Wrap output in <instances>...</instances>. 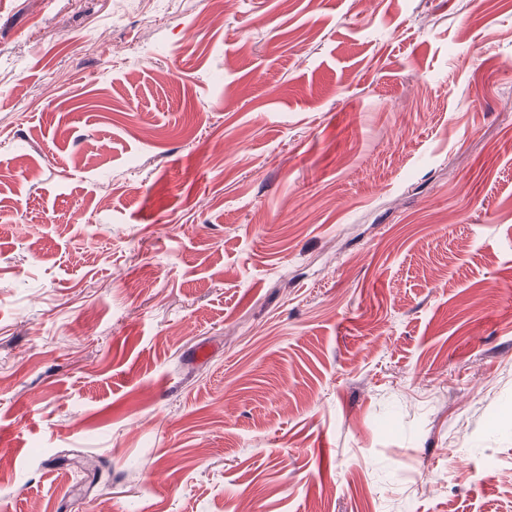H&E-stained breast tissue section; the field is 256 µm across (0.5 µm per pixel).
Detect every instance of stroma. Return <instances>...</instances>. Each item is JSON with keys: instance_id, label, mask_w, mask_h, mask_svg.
Here are the masks:
<instances>
[{"instance_id": "1", "label": "stroma", "mask_w": 512, "mask_h": 512, "mask_svg": "<svg viewBox=\"0 0 512 512\" xmlns=\"http://www.w3.org/2000/svg\"><path fill=\"white\" fill-rule=\"evenodd\" d=\"M509 100L512 0H0V512H512Z\"/></svg>"}]
</instances>
